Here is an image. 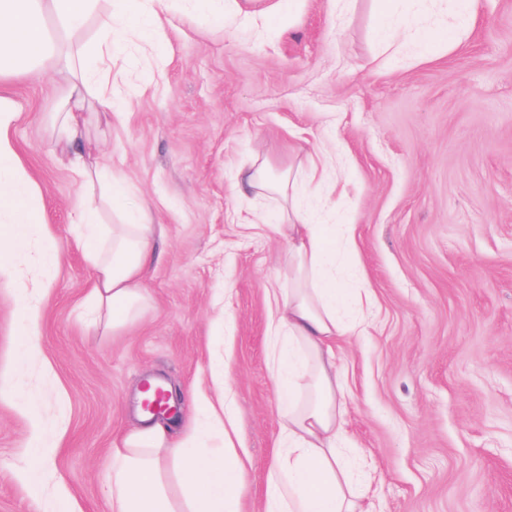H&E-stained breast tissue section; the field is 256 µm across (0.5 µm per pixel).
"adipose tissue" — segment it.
I'll list each match as a JSON object with an SVG mask.
<instances>
[{"label":"adipose tissue","instance_id":"1","mask_svg":"<svg viewBox=\"0 0 512 512\" xmlns=\"http://www.w3.org/2000/svg\"><path fill=\"white\" fill-rule=\"evenodd\" d=\"M100 0H0V87L10 79L41 72L66 77L70 90L64 112L53 123V143L71 151L70 165L83 188L75 212L74 240L86 249L94 274L87 325L115 334L137 322L149 306L144 277L153 257L156 226L143 206L127 209L126 221L103 226L101 215L128 193L122 180L106 174L77 150L88 131L86 85L113 95L110 37L77 44L66 59L55 55L47 27L55 21L66 33L79 31L99 9ZM440 20L431 0H392L378 16L376 32L394 59L417 43L452 46L470 32L475 0H452ZM18 117L14 99L0 91V212L12 226L10 250L27 245L41 195L18 155L11 128ZM240 195L281 194L288 214L273 230L288 243L290 287L269 313L272 337L270 372L280 430L278 446L265 475L263 512H375L370 479L355 475L346 455L349 445L347 371L339 343L360 335L372 306L350 287L343 260L356 248L353 225H344L339 241L329 240L315 215L297 197L292 175H274L267 162L238 170ZM28 301L17 366L40 359L36 339L43 293L39 280L21 285ZM229 394L207 403L193 426L178 437L157 421L141 419L112 450L109 467L111 512H241L250 490L249 460L234 447V414ZM30 456L21 470L29 492L53 505L42 462L55 447L45 434L38 400H29Z\"/></svg>","mask_w":512,"mask_h":512}]
</instances>
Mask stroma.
<instances>
[{
    "mask_svg": "<svg viewBox=\"0 0 512 512\" xmlns=\"http://www.w3.org/2000/svg\"><path fill=\"white\" fill-rule=\"evenodd\" d=\"M388 0H358L337 24L329 0H297L254 26L225 0H156L150 75L134 23L112 32V65L128 107L91 130L101 166L118 172L163 234L145 286L150 306L117 336L80 320L91 268L73 241L80 197L55 152L48 117L65 85L21 76L13 139L44 209L31 250L0 277V512H43L16 477L28 454L26 394L51 432L45 467L83 512H110L112 449L138 421L154 379L180 394V421L214 399L229 368L238 436L250 458L242 512H263L279 435L269 367L273 288H287L288 248L270 229L277 197L239 196L233 176L254 158L299 168L341 157L347 195L315 203L357 227L373 316L343 343L348 431L371 470L380 512H512V0H477L472 32L431 61L387 60L376 35ZM49 225L58 265L44 271L38 339L46 366L11 369L23 312L12 278L39 260Z\"/></svg>",
    "mask_w": 512,
    "mask_h": 512,
    "instance_id": "obj_1",
    "label": "stroma"
}]
</instances>
